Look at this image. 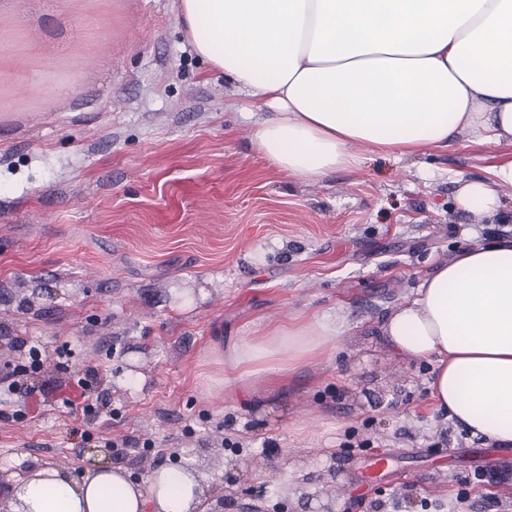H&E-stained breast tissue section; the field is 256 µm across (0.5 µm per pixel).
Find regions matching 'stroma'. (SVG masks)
<instances>
[{"mask_svg": "<svg viewBox=\"0 0 512 512\" xmlns=\"http://www.w3.org/2000/svg\"><path fill=\"white\" fill-rule=\"evenodd\" d=\"M239 103L175 0H0V484L188 466L224 512H512V478L473 480L497 449L436 410L434 362L381 336L470 235H512V185L493 218L456 201L512 145L362 146L356 171L301 184ZM184 288L206 296L178 312ZM299 314L343 324L331 358L274 396L225 385L228 342ZM90 370L111 413L32 393ZM376 451L392 466L369 484Z\"/></svg>", "mask_w": 512, "mask_h": 512, "instance_id": "stroma-1", "label": "stroma"}]
</instances>
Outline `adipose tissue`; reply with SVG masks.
Wrapping results in <instances>:
<instances>
[{
	"label": "adipose tissue",
	"mask_w": 512,
	"mask_h": 512,
	"mask_svg": "<svg viewBox=\"0 0 512 512\" xmlns=\"http://www.w3.org/2000/svg\"><path fill=\"white\" fill-rule=\"evenodd\" d=\"M194 51L267 108L257 155L307 183L359 166L355 145L397 157L468 137L512 143V0H178ZM494 180L462 184L458 203L489 217ZM390 350L437 368V409L471 435L512 446V237L474 242L425 276L382 323ZM343 333L329 317L292 320L232 345L225 384L277 387ZM194 469L162 467L146 484L102 466L44 468L9 488L14 512H206Z\"/></svg>",
	"instance_id": "obj_1"
}]
</instances>
